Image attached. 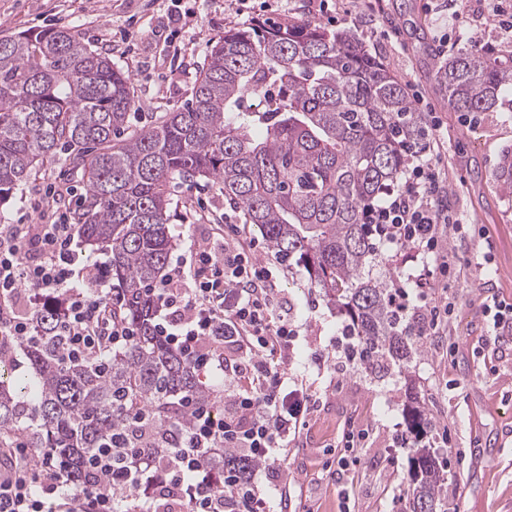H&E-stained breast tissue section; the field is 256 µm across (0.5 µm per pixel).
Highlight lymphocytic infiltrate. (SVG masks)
<instances>
[{
  "label": "lymphocytic infiltrate",
  "mask_w": 512,
  "mask_h": 512,
  "mask_svg": "<svg viewBox=\"0 0 512 512\" xmlns=\"http://www.w3.org/2000/svg\"><path fill=\"white\" fill-rule=\"evenodd\" d=\"M407 171L371 205L367 223L379 244L414 252L422 266L412 280L393 278L395 299L408 308L418 336L436 335L448 312L425 288L444 239L457 221L446 204L447 172L439 137L403 141ZM230 235L192 241L169 272L149 290L159 336L198 371L229 373L240 381L228 392L223 412L183 397L189 421L172 422L151 436L146 448L120 446L123 460L98 449L86 458L93 481L66 494V465L53 453L32 454L24 445L0 448V512H116L118 495L128 500L170 499L184 512H267V500L254 480H241L214 461L220 451L247 458L254 471L271 469L290 436L306 423L318 400L303 386L288 389L283 372L267 352L288 358L296 336L269 286L273 273L257 262L258 242ZM77 231L67 215L44 224L0 226V334L31 343L41 332L18 305L19 298L39 304L61 292L59 320L67 338L66 359L104 361L107 352L129 346L135 330L113 316L116 292L87 289L84 271L75 266Z\"/></svg>",
  "instance_id": "obj_1"
}]
</instances>
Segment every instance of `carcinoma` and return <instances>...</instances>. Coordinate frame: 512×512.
I'll return each mask as SVG.
<instances>
[{"instance_id": "obj_1", "label": "carcinoma", "mask_w": 512, "mask_h": 512, "mask_svg": "<svg viewBox=\"0 0 512 512\" xmlns=\"http://www.w3.org/2000/svg\"><path fill=\"white\" fill-rule=\"evenodd\" d=\"M434 82L453 112H512V54L461 48ZM133 104L129 77L78 31L0 37V203L67 151L85 185L74 212L83 243L108 255L121 315L138 331L108 372L96 360H60L62 336H0V448L53 449L70 460L76 489L92 480L85 456L112 446L130 416L144 412V430H162L184 396L215 404L210 385L156 335L144 296L168 266L176 176L220 184L271 250L306 270L308 287L344 316L365 368L401 370L418 350L387 288L365 276L363 211L401 173L400 141L421 126L406 85L359 39L308 21L239 29L205 54L181 109L123 138ZM495 177L512 190V150ZM63 310L61 301L40 306L33 320L44 330ZM218 463L244 479L252 468L231 453ZM404 480L409 512H439L444 463L431 449H414Z\"/></svg>"}]
</instances>
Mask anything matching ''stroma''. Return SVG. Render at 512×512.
<instances>
[{
	"mask_svg": "<svg viewBox=\"0 0 512 512\" xmlns=\"http://www.w3.org/2000/svg\"><path fill=\"white\" fill-rule=\"evenodd\" d=\"M340 0H0V37L50 25L78 30L92 48L110 53L129 76L135 105L128 128L135 131L182 107L198 77L197 62L230 30L272 20L288 25H328ZM463 0H356L345 24L373 56L420 99L415 112L439 122L448 148V206L462 222L448 236L444 253L448 282L456 291L441 336L421 338L406 370L376 377L357 366L336 373L316 369L315 354L333 357L329 343L343 325L319 292L308 289L303 267L278 261L269 249L256 258L277 267L273 282L296 330L289 382L315 389V410L268 477L259 484L271 512H406L403 477L412 455L411 408L434 418L422 440L448 463L445 512H512V313L494 323L491 302L512 304V192L495 178L501 154L512 148V112H452L433 75L441 49L477 45L504 53L512 34L497 20H461ZM56 188L79 198L83 186L67 155L57 156L39 177L0 206L1 224H35L40 194ZM173 254L186 253L210 225L257 226L230 208L220 188L203 179L179 177L170 185ZM499 326L504 345L488 341ZM356 434V464L346 484L332 476L336 445Z\"/></svg>",
	"mask_w": 512,
	"mask_h": 512,
	"instance_id": "stroma-1",
	"label": "stroma"
}]
</instances>
